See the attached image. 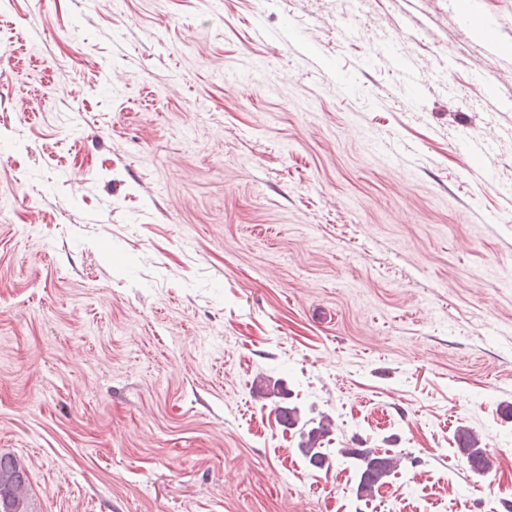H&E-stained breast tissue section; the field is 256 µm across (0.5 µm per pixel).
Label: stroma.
Returning <instances> with one entry per match:
<instances>
[{"mask_svg":"<svg viewBox=\"0 0 512 512\" xmlns=\"http://www.w3.org/2000/svg\"><path fill=\"white\" fill-rule=\"evenodd\" d=\"M0 139L34 512H512V0H0ZM332 421L328 416H323L317 426L312 427L307 433L300 432V437L303 439L299 443V452L310 462L312 465H322L326 459L324 448H321L322 440L325 436L331 433ZM459 443L460 447L463 451H465L467 455V459L476 460L485 457V451L483 448H477L478 439L471 434L468 430H464L459 434ZM482 471L487 474L489 471L488 467V457L486 456L481 462L477 464ZM338 452L344 458L352 459V464L359 472L356 488V496L359 499L372 498L375 488L399 465V459L396 457L376 456L362 448H342Z\"/></svg>","mask_w":512,"mask_h":512,"instance_id":"obj_1","label":"stroma"}]
</instances>
